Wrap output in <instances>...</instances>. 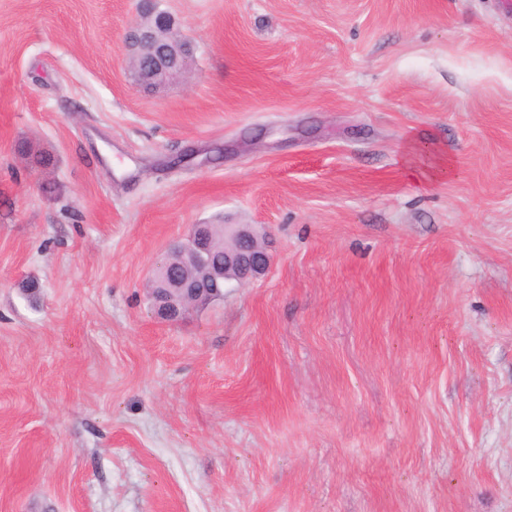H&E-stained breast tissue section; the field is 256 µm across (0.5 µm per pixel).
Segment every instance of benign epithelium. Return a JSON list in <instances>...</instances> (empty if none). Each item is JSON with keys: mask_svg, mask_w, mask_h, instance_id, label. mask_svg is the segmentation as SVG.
I'll list each match as a JSON object with an SVG mask.
<instances>
[{"mask_svg": "<svg viewBox=\"0 0 512 512\" xmlns=\"http://www.w3.org/2000/svg\"><path fill=\"white\" fill-rule=\"evenodd\" d=\"M138 19L127 30L124 50L136 80L146 88L162 85L184 70L187 43L174 32L170 15L156 0H138ZM210 224H192L185 239L174 240L148 271L155 285L152 308L165 321H178L213 300L210 289L234 281L250 283L267 274L273 262L269 240L252 224L224 225L233 246L214 256Z\"/></svg>", "mask_w": 512, "mask_h": 512, "instance_id": "obj_1", "label": "benign epithelium"}]
</instances>
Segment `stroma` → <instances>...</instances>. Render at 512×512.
I'll return each instance as SVG.
<instances>
[{
  "label": "stroma",
  "mask_w": 512,
  "mask_h": 512,
  "mask_svg": "<svg viewBox=\"0 0 512 512\" xmlns=\"http://www.w3.org/2000/svg\"><path fill=\"white\" fill-rule=\"evenodd\" d=\"M135 5L0 0V512H512V11L160 0L146 91ZM219 218L270 271L158 319ZM156 0H139L138 19L127 30L124 50L136 80L146 88L162 85L184 70L187 43L174 32L170 15Z\"/></svg>",
  "instance_id": "1"
}]
</instances>
